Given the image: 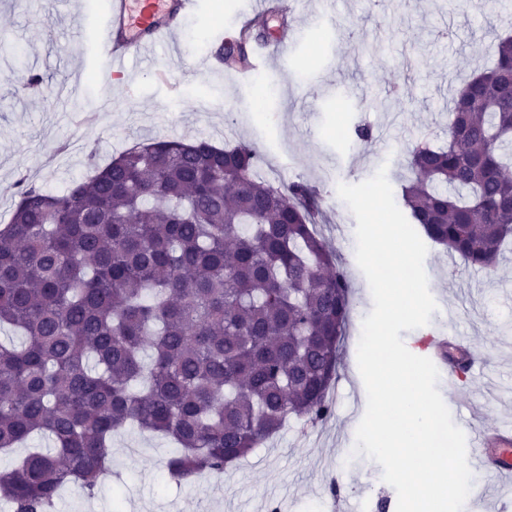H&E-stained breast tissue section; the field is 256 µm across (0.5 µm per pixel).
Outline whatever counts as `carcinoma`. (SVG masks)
Segmentation results:
<instances>
[{
    "label": "carcinoma",
    "mask_w": 512,
    "mask_h": 512,
    "mask_svg": "<svg viewBox=\"0 0 512 512\" xmlns=\"http://www.w3.org/2000/svg\"><path fill=\"white\" fill-rule=\"evenodd\" d=\"M272 5L219 53L248 60ZM512 36L453 98L448 139L409 152L406 217L467 264L494 269L512 225ZM248 143L151 138L63 193L17 182L0 225V453L51 442L0 470L10 512L88 497L127 425L180 452L177 484L219 474L288 416L323 421L351 307L349 279L317 231L321 199L258 172Z\"/></svg>",
    "instance_id": "cac0c4a2"
}]
</instances>
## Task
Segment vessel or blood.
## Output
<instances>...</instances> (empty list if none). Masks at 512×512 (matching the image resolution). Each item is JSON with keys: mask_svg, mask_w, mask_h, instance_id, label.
Here are the masks:
<instances>
[{"mask_svg": "<svg viewBox=\"0 0 512 512\" xmlns=\"http://www.w3.org/2000/svg\"><path fill=\"white\" fill-rule=\"evenodd\" d=\"M200 6L201 0H109L102 23L94 34L100 57V82L115 88L126 75L148 61L152 53L164 48L176 22L196 14ZM291 41V36L280 35L258 47L255 64L268 68L273 57L285 54ZM464 344V337L444 333L438 336L433 346L432 358L443 364L448 380H455L456 372L447 363V351L462 348ZM466 445L471 469L499 480L512 481L511 427L493 431L470 430Z\"/></svg>", "mask_w": 512, "mask_h": 512, "instance_id": "vessel-or-blood-1", "label": "vessel or blood"}]
</instances>
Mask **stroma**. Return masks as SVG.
<instances>
[{"instance_id":"35a3bbf8","label":"stroma","mask_w":512,"mask_h":512,"mask_svg":"<svg viewBox=\"0 0 512 512\" xmlns=\"http://www.w3.org/2000/svg\"><path fill=\"white\" fill-rule=\"evenodd\" d=\"M107 7L108 0H0V224L23 178L61 193L88 175L90 161L107 164L148 138L250 142L268 179L303 181L321 193V232L341 259L352 302L329 419L289 416L245 460L182 487L164 476L174 444L121 430L97 494L64 488L57 512H335L346 500L396 512L381 465L354 451L367 404L357 349L373 299L354 254L357 222L337 186L365 181L382 166L398 184L421 135L446 138L453 91L489 62L496 35L512 33V0H302L288 21L303 40L273 77L247 87L214 55L222 15L237 17L251 0H204L175 52H158L153 69L131 74L108 109L92 46ZM359 125L371 129L361 144L351 137ZM427 249L437 310L414 336L454 326L484 360L456 380L452 419L472 418L488 430L512 425V246L485 282L444 247Z\"/></svg>"}]
</instances>
